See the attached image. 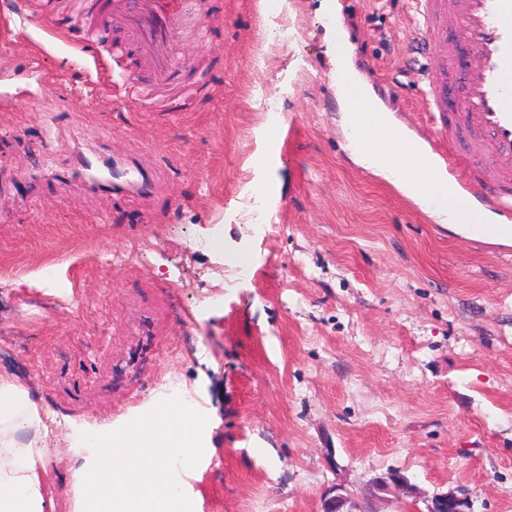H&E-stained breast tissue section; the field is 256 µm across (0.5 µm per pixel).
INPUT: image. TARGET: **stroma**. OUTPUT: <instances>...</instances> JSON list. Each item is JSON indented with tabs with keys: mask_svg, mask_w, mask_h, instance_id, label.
<instances>
[{
	"mask_svg": "<svg viewBox=\"0 0 512 512\" xmlns=\"http://www.w3.org/2000/svg\"><path fill=\"white\" fill-rule=\"evenodd\" d=\"M283 2L285 44L258 0H196L210 35H183L177 80L213 93L162 116L90 98V50L18 34L27 0H0V373L47 417L54 512H76L86 426L179 394L209 420L181 478L194 512H321L389 469L512 512V243L449 230L355 162L336 99L340 30L386 112L432 139L411 0H338L333 28L322 0ZM86 148L149 154L158 197L85 189ZM258 207L269 234L243 220ZM214 231L220 255L198 245Z\"/></svg>",
	"mask_w": 512,
	"mask_h": 512,
	"instance_id": "1",
	"label": "stroma"
}]
</instances>
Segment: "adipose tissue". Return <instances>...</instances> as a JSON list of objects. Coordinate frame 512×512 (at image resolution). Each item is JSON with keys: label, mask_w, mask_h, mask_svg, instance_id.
I'll return each instance as SVG.
<instances>
[{"label": "adipose tissue", "mask_w": 512, "mask_h": 512, "mask_svg": "<svg viewBox=\"0 0 512 512\" xmlns=\"http://www.w3.org/2000/svg\"><path fill=\"white\" fill-rule=\"evenodd\" d=\"M335 68L336 94L349 143L356 145L368 136L375 139L369 150L357 148L356 157L449 229L472 232V223L459 218L458 201L447 182L428 177L394 151L392 141L398 128L353 68L345 45L336 49ZM41 427L39 410L28 390L11 376L0 374V512H52L53 500L37 469L46 457L38 439Z\"/></svg>", "instance_id": "obj_1"}]
</instances>
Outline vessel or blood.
I'll use <instances>...</instances> for the list:
<instances>
[{
  "label": "vessel or blood",
  "instance_id": "vessel-or-blood-1",
  "mask_svg": "<svg viewBox=\"0 0 512 512\" xmlns=\"http://www.w3.org/2000/svg\"><path fill=\"white\" fill-rule=\"evenodd\" d=\"M413 45L432 56L456 40L454 61L437 59L426 96L437 133L448 141L443 161L465 207L495 210L512 223V0H412ZM193 20L192 0H71L68 28L81 45L104 47L112 57H132L153 80L129 79L125 99L149 103L155 112L191 111L207 85L188 86L167 97L175 82L179 36ZM118 28L122 40L102 43L103 28ZM98 185L116 195L153 193L157 176L140 161L113 159Z\"/></svg>",
  "mask_w": 512,
  "mask_h": 512
}]
</instances>
